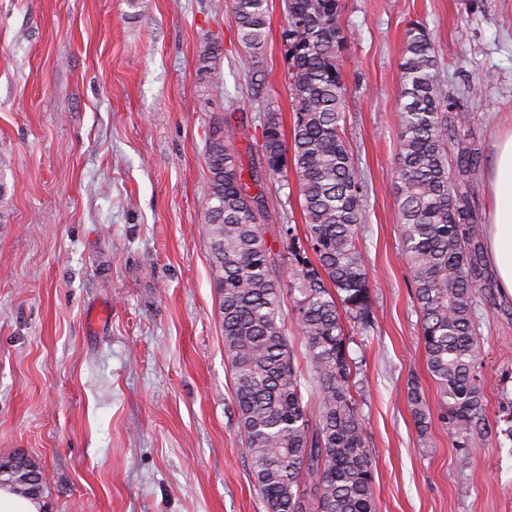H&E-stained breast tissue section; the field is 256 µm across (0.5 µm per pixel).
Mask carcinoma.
<instances>
[{"label":"carcinoma","instance_id":"1","mask_svg":"<svg viewBox=\"0 0 512 512\" xmlns=\"http://www.w3.org/2000/svg\"><path fill=\"white\" fill-rule=\"evenodd\" d=\"M240 42L261 50L268 0H231ZM343 0H285L288 85L294 109L291 141L281 114L257 113L258 161L236 152L240 126L227 124L205 151L204 197L214 286L230 360L244 453L267 512H375L372 458L353 395L356 361L346 324L370 335L372 283L359 249L368 188L342 137L347 87ZM221 45L200 51L199 78L218 83ZM396 185L405 258L422 314L428 370L441 397L461 469L478 436L492 427L484 404L477 341L478 301L493 287L481 206L472 181L482 154L475 118L448 95L435 49L420 23L406 31ZM293 170L303 233L280 226L288 257L265 238L264 193L249 194L261 174L288 180ZM293 314L309 368L301 372L283 307ZM417 422L430 410L409 387ZM21 494L39 492L41 471L24 457L0 463V477Z\"/></svg>","mask_w":512,"mask_h":512}]
</instances>
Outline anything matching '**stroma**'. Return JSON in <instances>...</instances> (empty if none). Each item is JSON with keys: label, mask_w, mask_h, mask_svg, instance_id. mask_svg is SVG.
Masks as SVG:
<instances>
[{"label": "stroma", "mask_w": 512, "mask_h": 512, "mask_svg": "<svg viewBox=\"0 0 512 512\" xmlns=\"http://www.w3.org/2000/svg\"><path fill=\"white\" fill-rule=\"evenodd\" d=\"M344 3V136L368 185L359 246L377 283L374 330L349 349L376 512H512V441L476 438L462 470L439 417L395 189L408 25L424 23L488 157L512 131V0ZM285 25L284 0H269L255 54L230 0H0V460L40 467L43 512H266L224 354L204 151L241 122L249 163L265 104L291 134ZM213 39L216 88L197 72ZM260 186L265 237L287 253L297 188ZM478 314L496 422L512 414V303L485 295Z\"/></svg>", "instance_id": "35a3bbf8"}]
</instances>
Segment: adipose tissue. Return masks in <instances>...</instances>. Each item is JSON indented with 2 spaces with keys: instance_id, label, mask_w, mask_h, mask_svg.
<instances>
[{
  "instance_id": "ef3b65f1",
  "label": "adipose tissue",
  "mask_w": 512,
  "mask_h": 512,
  "mask_svg": "<svg viewBox=\"0 0 512 512\" xmlns=\"http://www.w3.org/2000/svg\"><path fill=\"white\" fill-rule=\"evenodd\" d=\"M485 181L492 199L485 227L488 255L497 271L502 297L512 300V134L497 144Z\"/></svg>"
}]
</instances>
